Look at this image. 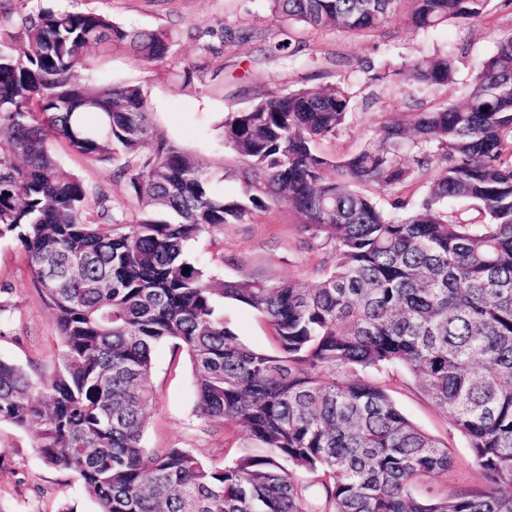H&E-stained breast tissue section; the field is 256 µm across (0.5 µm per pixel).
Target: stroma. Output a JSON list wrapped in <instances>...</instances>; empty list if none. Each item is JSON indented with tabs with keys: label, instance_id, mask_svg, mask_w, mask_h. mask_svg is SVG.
<instances>
[{
	"label": "stroma",
	"instance_id": "35a3bbf8",
	"mask_svg": "<svg viewBox=\"0 0 512 512\" xmlns=\"http://www.w3.org/2000/svg\"><path fill=\"white\" fill-rule=\"evenodd\" d=\"M70 5L90 9L115 22L140 29H164L174 38L165 62L148 64L122 49L100 56L88 49L90 76L100 84L135 83L149 105L150 121L162 135L189 153L203 157L214 175V188L225 196L239 192L230 178L235 154L225 148L219 125L225 112L257 101L264 90L318 87L346 80L357 94H366V62L397 66L409 59L448 47L458 50L452 83L425 95L407 96L389 84L380 103L359 110L335 139L317 144L319 153L344 157L360 150L379 122L409 118L412 112L457 100L464 94L478 63L492 54L498 39L512 33V0H491L485 21L449 24L413 32L391 23L368 36L297 30L301 50L296 60L268 56L264 38L280 34L284 25L265 0H7L10 14L0 29L10 31L20 16ZM195 28L196 38L185 35ZM246 27L256 39L233 48L224 45V30ZM201 71L189 88L176 78L188 65ZM54 152L68 173L113 197L125 195L112 180V166L94 163L57 143ZM190 257L204 263L214 279L234 281L298 280L316 285L322 277L319 257L308 249L295 217L287 208L270 211L250 223L228 224L191 241ZM0 283L10 284L16 304L13 332L0 335V359L28 367L31 361L52 364L59 340L55 319L40 300L28 274L23 249L16 239L0 238ZM224 318L248 346L273 350L272 332L264 318L238 303L224 305ZM419 428L447 443L454 462L430 486L442 493L460 487L479 489L483 479L471 460L467 440L402 367L371 376ZM156 410L143 436L145 448H188L207 464L221 467L243 454H258L257 445L233 423L207 420L196 411L191 365L172 343L159 344L149 380ZM98 512V505L68 472L46 466L29 433L0 423V512Z\"/></svg>",
	"mask_w": 512,
	"mask_h": 512
}]
</instances>
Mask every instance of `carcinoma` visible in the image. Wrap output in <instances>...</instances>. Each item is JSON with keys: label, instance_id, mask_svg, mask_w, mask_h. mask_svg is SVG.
Listing matches in <instances>:
<instances>
[{"label": "carcinoma", "instance_id": "cac0c4a2", "mask_svg": "<svg viewBox=\"0 0 512 512\" xmlns=\"http://www.w3.org/2000/svg\"><path fill=\"white\" fill-rule=\"evenodd\" d=\"M291 26L367 36L398 19L418 32L478 22L490 0H268ZM0 36V238L15 237L60 350L51 368L0 360V423L28 432L46 465L71 473L98 512H512V35L475 69L467 96L383 124L355 154H319L358 103L341 81L269 91L224 116L241 191L213 189L207 164L153 134L138 85H91L86 50L165 61L173 38L90 10H41ZM268 50L296 57L293 39ZM446 50L365 67L371 85L431 91L454 78ZM487 111H482V108ZM112 164L114 200L64 171L54 143ZM435 156L445 161L430 175ZM425 179L396 216L369 189ZM467 201L465 220L448 210ZM282 206L325 249L328 272L216 282L186 244ZM189 272L182 273L183 268ZM12 288L0 284V327ZM256 310L275 351L251 348L219 301ZM189 359L197 410L264 449L222 468L186 448L142 445L155 409L153 352ZM398 364L468 440L486 488L422 493L448 471L447 445L361 377ZM317 494L316 506L309 504Z\"/></svg>", "mask_w": 512, "mask_h": 512}]
</instances>
